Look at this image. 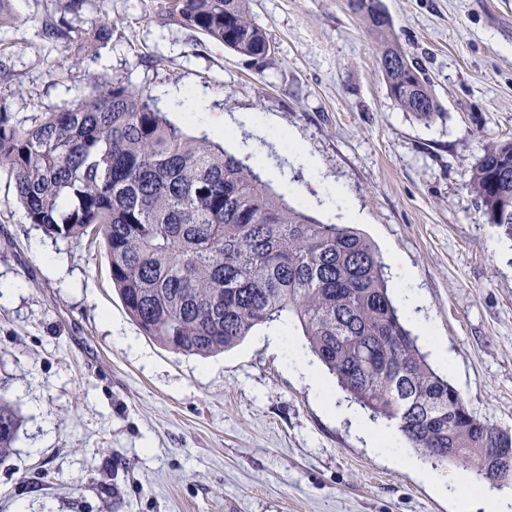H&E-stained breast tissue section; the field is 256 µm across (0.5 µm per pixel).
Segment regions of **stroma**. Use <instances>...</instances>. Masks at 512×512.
<instances>
[{"label": "stroma", "mask_w": 512, "mask_h": 512, "mask_svg": "<svg viewBox=\"0 0 512 512\" xmlns=\"http://www.w3.org/2000/svg\"><path fill=\"white\" fill-rule=\"evenodd\" d=\"M395 44L431 78L442 118L391 98L381 46L348 0H249L272 51L250 58L166 18V0H0V97L16 117L73 101L45 27L66 17L107 78L203 97L197 128L231 131L289 204L376 246L430 365L481 421L512 432V241L467 186L483 143L512 140V0H382ZM114 23L101 37L103 17ZM0 394L23 419L0 462V512H455L436 484L372 448L295 322L202 358L144 336L101 247L30 223L0 171ZM416 294L417 306L406 305Z\"/></svg>", "instance_id": "obj_1"}]
</instances>
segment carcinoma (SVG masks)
Segmentation results:
<instances>
[{
	"label": "carcinoma",
	"instance_id": "1",
	"mask_svg": "<svg viewBox=\"0 0 512 512\" xmlns=\"http://www.w3.org/2000/svg\"><path fill=\"white\" fill-rule=\"evenodd\" d=\"M348 5L380 38L382 72L400 109L425 123L442 117L428 78L390 39L378 0ZM166 16L240 55L268 54L248 0H167ZM46 33L66 41L62 68L89 49L69 37L63 17ZM86 85L91 92L78 90L70 105L21 120L1 99L0 170L48 236L102 238L113 287L145 336L207 357L291 316L339 386L424 458L512 480V434L478 420L428 364L369 239L289 205L254 172L248 143L234 154L203 131L189 134L123 79L88 73ZM468 186L487 222L512 241V211L503 209L512 198V141L483 144ZM21 426L0 394V461Z\"/></svg>",
	"mask_w": 512,
	"mask_h": 512
}]
</instances>
